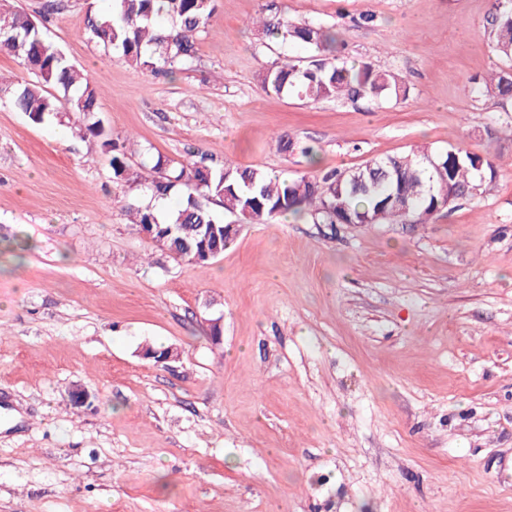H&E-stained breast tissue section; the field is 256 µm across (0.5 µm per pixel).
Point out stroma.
I'll return each instance as SVG.
<instances>
[{"label": "stroma", "instance_id": "1", "mask_svg": "<svg viewBox=\"0 0 512 512\" xmlns=\"http://www.w3.org/2000/svg\"><path fill=\"white\" fill-rule=\"evenodd\" d=\"M271 3L408 96L266 94L312 54L253 25ZM58 4L43 34L133 165L318 176L461 146L496 176L426 224L277 215L188 265L128 223L149 198L99 143L0 101V512H512V100L473 87L503 66L490 0H216L168 78L106 57L88 0Z\"/></svg>", "mask_w": 512, "mask_h": 512}]
</instances>
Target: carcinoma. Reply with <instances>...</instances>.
Here are the masks:
<instances>
[{"instance_id":"obj_1","label":"carcinoma","mask_w":512,"mask_h":512,"mask_svg":"<svg viewBox=\"0 0 512 512\" xmlns=\"http://www.w3.org/2000/svg\"><path fill=\"white\" fill-rule=\"evenodd\" d=\"M214 0H112L106 11L89 10L86 30L104 49L127 65L155 76L174 73L196 55L195 35L209 24ZM171 21L160 24V18ZM263 32L281 43L315 48V55L298 63L285 61L261 75L269 95H296L310 101L362 96L406 97L409 87L396 75L369 63H348L336 56V35L310 22L293 23L276 12L255 19ZM492 50L510 63L509 69L490 78V87L501 96L512 95V0H493L487 19ZM0 51L13 56L34 76L19 83L0 77V100L36 124L52 119L64 123L75 113L82 119L71 123L74 136L100 141L108 155L112 180L120 185L143 187L151 198H181L179 208L162 218L150 204L129 202L124 212L139 227L154 224L178 249L188 245L187 262L203 265L199 256L204 239L222 218L210 208L217 202L224 211L246 224H261L275 214L305 212L322 224H369L376 216L396 222L418 221L445 203L473 196L489 177L492 161L483 155L451 149L435 158L448 162V191L440 190L439 174L426 161L425 151L412 155L376 158L346 172L330 171L319 180L305 175L292 178L272 175L251 167L208 164L198 152L186 162L157 156L154 175L143 177L129 163L125 146L112 139L97 112V90L87 74L76 68L41 26L22 11L0 12Z\"/></svg>"}]
</instances>
